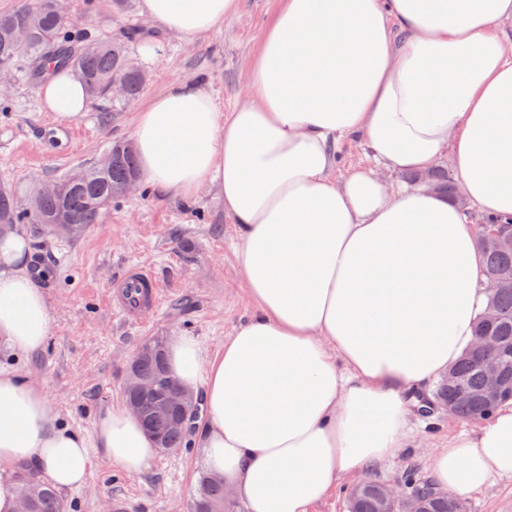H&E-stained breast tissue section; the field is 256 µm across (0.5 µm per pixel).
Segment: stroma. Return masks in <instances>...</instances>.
Here are the masks:
<instances>
[{
  "mask_svg": "<svg viewBox=\"0 0 512 512\" xmlns=\"http://www.w3.org/2000/svg\"><path fill=\"white\" fill-rule=\"evenodd\" d=\"M280 5L281 0H239L237 13L209 34L180 38L144 15L141 0H127L121 8L114 0H97L92 11L85 0H63L66 17L91 39L124 44L147 83L135 100L95 97L85 116L63 121L44 108L33 62L17 61L0 76L10 103L9 111L0 112V191L10 195L17 211L28 210L39 187L95 163L113 142H132L137 113L174 79L202 81L219 111H232L247 91L248 66ZM146 43L159 45L155 57L142 56ZM17 230L31 241L34 271L48 274L42 285L51 299V330L45 346L29 355H14L0 344V367L41 382L53 416L86 439L94 437L98 412L123 402L128 366L140 343L184 333L215 355L253 310L219 186H207L187 202L140 185L114 199L99 223L80 232L31 223ZM140 265L156 273L161 302L131 323L110 293ZM477 427L444 412L415 416L403 454L374 467L368 477L399 484L411 470L429 478L431 458L449 436ZM203 473L191 444L158 452L139 475L98 455L87 482L64 499L72 512H190Z\"/></svg>",
  "mask_w": 512,
  "mask_h": 512,
  "instance_id": "stroma-1",
  "label": "stroma"
}]
</instances>
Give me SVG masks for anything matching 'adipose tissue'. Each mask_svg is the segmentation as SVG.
<instances>
[{
    "label": "adipose tissue",
    "instance_id": "adipose-tissue-1",
    "mask_svg": "<svg viewBox=\"0 0 512 512\" xmlns=\"http://www.w3.org/2000/svg\"><path fill=\"white\" fill-rule=\"evenodd\" d=\"M164 32L194 38L238 0H142ZM512 0H283L249 73V95L218 112L197 80H175L138 112L143 184L184 201L224 190L254 314L210 355L172 337L171 373L202 390L195 445L246 512H311L340 479L396 459L412 395L468 350L485 304L476 225L512 218ZM39 95L62 120L90 98L59 71ZM368 166L334 173L336 142ZM450 159L465 200L387 175ZM29 238L0 234V342L27 355L50 333L28 273ZM129 474L156 444L113 404L87 441L56 423L40 385L0 368V512H17L15 465L67 492L94 452ZM434 484L458 496L512 478V401L449 437Z\"/></svg>",
    "mask_w": 512,
    "mask_h": 512
}]
</instances>
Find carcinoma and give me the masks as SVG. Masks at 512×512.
<instances>
[{
    "label": "carcinoma",
    "mask_w": 512,
    "mask_h": 512,
    "mask_svg": "<svg viewBox=\"0 0 512 512\" xmlns=\"http://www.w3.org/2000/svg\"><path fill=\"white\" fill-rule=\"evenodd\" d=\"M34 19L28 39H15L16 30L28 19ZM23 57H31L42 64L41 72L49 73L57 68H71L82 78L91 95L106 96L112 92V82L123 84L124 98L134 99L145 86V76L139 70L127 66V56L122 45L87 39L86 33L67 24L57 13L54 0H33L28 7L0 14V63L14 65ZM112 164L94 165L79 172V179L69 177L58 180L61 190L54 194L35 196L29 211L22 214L15 211L12 199L0 193V221L11 224L21 223L53 224L61 214L70 217L75 228L94 224L99 218L102 204L119 198L115 189L130 179L138 177L136 151L126 144L113 145ZM424 180L435 186L437 192L451 202H458L455 179L446 170L428 173ZM483 256L484 276L508 277L512 279V250L503 251L495 245H478ZM486 306L497 308L503 318L488 322L479 316L475 334L483 333L497 337L501 342L512 345V291L487 296ZM133 373L150 381L152 390L140 393L126 389V399L140 406L145 429L152 434L162 435L163 447L180 448L185 432L167 428V421L179 416L183 407L170 408L162 417L157 413L160 404L167 400L169 375L166 355L152 353L136 359L130 367ZM459 387L448 385V379L441 378L432 392V401L438 405L453 402L461 416L482 419L490 406L483 405L473 397L481 393L483 375L477 366L472 351H467L451 369ZM18 494L26 499L28 512H67V504L61 494L52 486L41 482L35 471L20 464L14 471ZM379 483L367 480L348 499L349 512H379ZM404 486L412 496L422 499L425 512H467L466 503L460 498L429 483L418 481L407 473ZM224 479L217 475L204 476L199 484L192 512H224Z\"/></svg>",
    "instance_id": "1"
}]
</instances>
